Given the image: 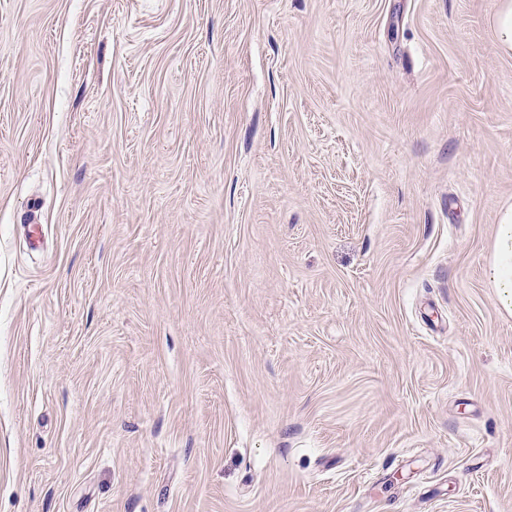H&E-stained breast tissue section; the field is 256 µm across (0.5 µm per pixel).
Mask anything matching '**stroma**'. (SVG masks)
Instances as JSON below:
<instances>
[{
  "instance_id": "1",
  "label": "stroma",
  "mask_w": 512,
  "mask_h": 512,
  "mask_svg": "<svg viewBox=\"0 0 512 512\" xmlns=\"http://www.w3.org/2000/svg\"><path fill=\"white\" fill-rule=\"evenodd\" d=\"M498 6L0 0V512H512ZM490 279L497 289L500 306L512 312V205L504 207L499 213L490 261Z\"/></svg>"
}]
</instances>
